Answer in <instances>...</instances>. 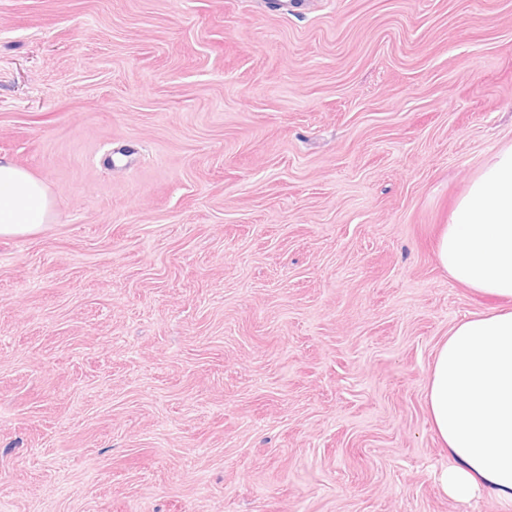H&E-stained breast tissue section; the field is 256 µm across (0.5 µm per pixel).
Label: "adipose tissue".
Wrapping results in <instances>:
<instances>
[{
  "instance_id": "1",
  "label": "adipose tissue",
  "mask_w": 512,
  "mask_h": 512,
  "mask_svg": "<svg viewBox=\"0 0 512 512\" xmlns=\"http://www.w3.org/2000/svg\"><path fill=\"white\" fill-rule=\"evenodd\" d=\"M53 218L46 186L0 158V236L40 232ZM455 282L498 307L451 328L426 385L431 430L448 451L437 481L448 497L512 507V145L496 151L459 198L436 243Z\"/></svg>"
}]
</instances>
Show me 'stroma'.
I'll list each match as a JSON object with an SVG mask.
<instances>
[{"label": "stroma", "instance_id": "35a3bbf8", "mask_svg": "<svg viewBox=\"0 0 512 512\" xmlns=\"http://www.w3.org/2000/svg\"><path fill=\"white\" fill-rule=\"evenodd\" d=\"M512 145V0H0V512H503L426 384ZM435 252L455 282L512 302V145L496 151L459 198ZM53 218L46 186L11 160L0 158V236L40 232Z\"/></svg>", "mask_w": 512, "mask_h": 512}]
</instances>
